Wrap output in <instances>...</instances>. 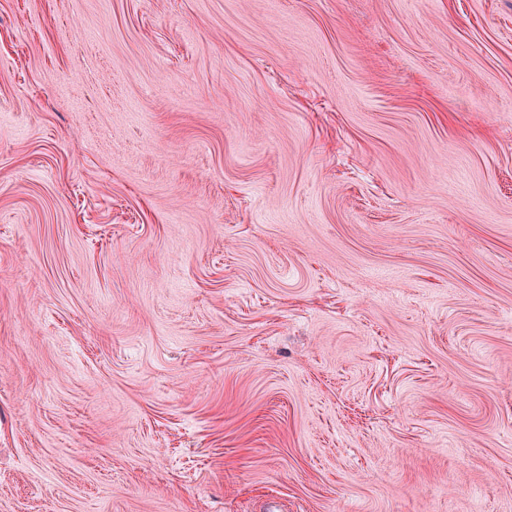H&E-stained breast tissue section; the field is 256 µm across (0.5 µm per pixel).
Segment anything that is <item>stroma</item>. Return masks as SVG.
<instances>
[{
  "instance_id": "obj_1",
  "label": "stroma",
  "mask_w": 512,
  "mask_h": 512,
  "mask_svg": "<svg viewBox=\"0 0 512 512\" xmlns=\"http://www.w3.org/2000/svg\"><path fill=\"white\" fill-rule=\"evenodd\" d=\"M512 512V0H0V512Z\"/></svg>"
}]
</instances>
